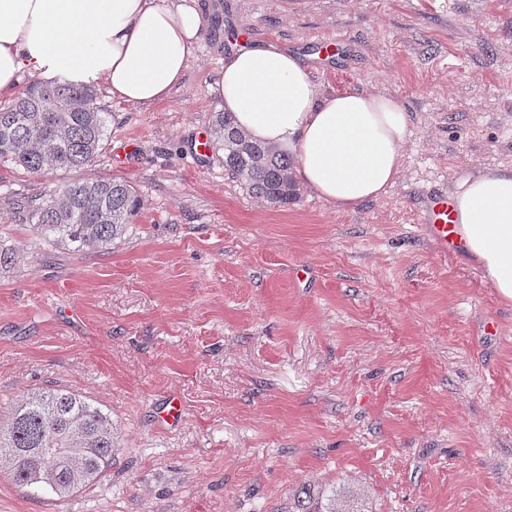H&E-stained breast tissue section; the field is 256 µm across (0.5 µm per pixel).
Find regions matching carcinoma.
I'll use <instances>...</instances> for the list:
<instances>
[{
    "label": "carcinoma",
    "mask_w": 512,
    "mask_h": 512,
    "mask_svg": "<svg viewBox=\"0 0 512 512\" xmlns=\"http://www.w3.org/2000/svg\"><path fill=\"white\" fill-rule=\"evenodd\" d=\"M90 85L59 78L33 82L0 107V160L31 174L92 165L107 138L111 113L97 104ZM213 142L223 151L224 170L272 207L296 199L292 159L275 147L248 139L232 113L218 112ZM141 210L135 187L125 179L75 181L59 191L23 197L14 219L37 234L44 250L63 247L78 254L110 249ZM24 256L0 239V270ZM119 446L112 419L94 401L63 388L31 391L7 408L0 422V472L16 486L66 498L96 484ZM292 512H369L364 494L335 487L304 486Z\"/></svg>",
    "instance_id": "cac0c4a2"
}]
</instances>
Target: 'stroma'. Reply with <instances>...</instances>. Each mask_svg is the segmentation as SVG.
<instances>
[{"mask_svg": "<svg viewBox=\"0 0 512 512\" xmlns=\"http://www.w3.org/2000/svg\"><path fill=\"white\" fill-rule=\"evenodd\" d=\"M217 2L168 99L98 87L112 121L92 166L0 163V234L25 252L0 273V406L63 386L121 439L66 499L0 475V512H288L309 482L361 486L373 512H512V301L423 221L428 194L512 165V0ZM271 39L323 90L405 107L385 198L343 212L302 187L273 208L195 155L225 56ZM91 178L137 189L130 232L38 256L13 200Z\"/></svg>", "mask_w": 512, "mask_h": 512, "instance_id": "obj_1", "label": "stroma"}]
</instances>
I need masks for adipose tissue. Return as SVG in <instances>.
Here are the masks:
<instances>
[{
  "mask_svg": "<svg viewBox=\"0 0 512 512\" xmlns=\"http://www.w3.org/2000/svg\"><path fill=\"white\" fill-rule=\"evenodd\" d=\"M206 25L199 0H0V96L25 76H64L153 106L181 86ZM215 86L239 129L287 153L295 181L337 210L396 183L411 132L395 98L324 91L304 57L275 41L226 56ZM451 196L464 252L512 301V167L458 178Z\"/></svg>",
  "mask_w": 512,
  "mask_h": 512,
  "instance_id": "ef3b65f1",
  "label": "adipose tissue"
}]
</instances>
